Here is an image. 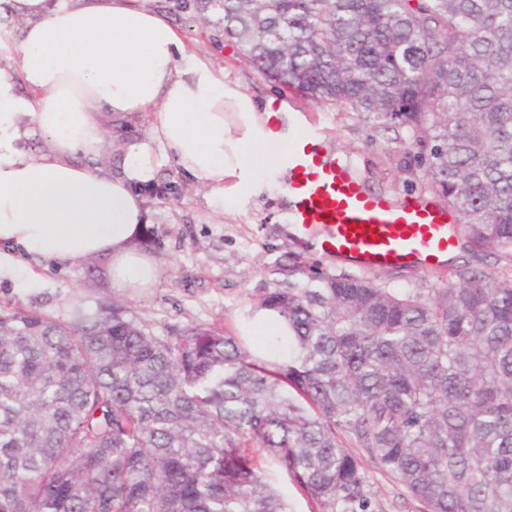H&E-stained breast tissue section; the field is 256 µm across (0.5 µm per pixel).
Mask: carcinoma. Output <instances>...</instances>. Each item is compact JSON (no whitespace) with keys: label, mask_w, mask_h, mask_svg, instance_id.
Wrapping results in <instances>:
<instances>
[{"label":"carcinoma","mask_w":512,"mask_h":512,"mask_svg":"<svg viewBox=\"0 0 512 512\" xmlns=\"http://www.w3.org/2000/svg\"><path fill=\"white\" fill-rule=\"evenodd\" d=\"M223 34L314 101L408 129L473 247L512 249V0H216ZM262 336L149 329L123 302L67 321L0 308V512H375L364 467L425 512H512V271L439 288L290 250ZM276 323V326L271 325ZM245 336H280L269 340L257 350V353L266 356L273 348H281L288 351V328L277 315L270 311H260L254 318L244 325ZM263 469L266 481L278 490L287 502L288 512H310L311 504L287 479L279 467L265 465Z\"/></svg>","instance_id":"cac0c4a2"}]
</instances>
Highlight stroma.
Returning <instances> with one entry per match:
<instances>
[{"mask_svg": "<svg viewBox=\"0 0 512 512\" xmlns=\"http://www.w3.org/2000/svg\"><path fill=\"white\" fill-rule=\"evenodd\" d=\"M157 4L179 29L189 53L224 69L254 98L288 101L305 129L318 130L339 158L354 163L370 190L393 199L429 197L419 149L407 129L378 127L260 75L239 46L222 35L209 0H157ZM152 151L162 162L155 179L141 192L156 237L148 252L160 265L154 286L124 298L112 288L104 259L72 265L41 262L34 266L39 275L35 287L22 290L11 279H0V307L17 305L67 320L75 309L92 310L122 298L161 336L170 326L187 324L235 331L250 310L256 289L268 279L270 266L292 246L283 218L285 198L264 186L236 213L219 214L207 190L192 185L173 162L163 160L160 146L153 145ZM463 264L492 275L512 268V259L491 247L463 244L447 268L382 269L376 276L394 288H435L454 280ZM370 481L383 512H422V503L392 477L374 470Z\"/></svg>", "mask_w": 512, "mask_h": 512, "instance_id": "obj_1", "label": "stroma"}]
</instances>
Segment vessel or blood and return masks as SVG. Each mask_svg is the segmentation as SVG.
I'll use <instances>...</instances> for the list:
<instances>
[{
  "label": "vessel or blood",
  "instance_id": "obj_1",
  "mask_svg": "<svg viewBox=\"0 0 512 512\" xmlns=\"http://www.w3.org/2000/svg\"><path fill=\"white\" fill-rule=\"evenodd\" d=\"M280 165L288 224L329 259L369 271H425L448 265L458 247L455 212L432 201L371 193L349 163L326 150L319 133L295 138Z\"/></svg>",
  "mask_w": 512,
  "mask_h": 512
}]
</instances>
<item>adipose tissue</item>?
I'll list each match as a JSON object with an SVG mask.
<instances>
[{
    "instance_id": "adipose-tissue-1",
    "label": "adipose tissue",
    "mask_w": 512,
    "mask_h": 512,
    "mask_svg": "<svg viewBox=\"0 0 512 512\" xmlns=\"http://www.w3.org/2000/svg\"><path fill=\"white\" fill-rule=\"evenodd\" d=\"M16 77H0V276L31 287L32 262L109 260L113 288L150 287L156 260L138 242L148 223L140 186L157 166L148 144L100 163L110 125L151 118L152 135L182 174L239 206L276 171L271 150L299 128L223 70L187 53L154 0H0V48ZM40 137L35 155L18 141Z\"/></svg>"
}]
</instances>
